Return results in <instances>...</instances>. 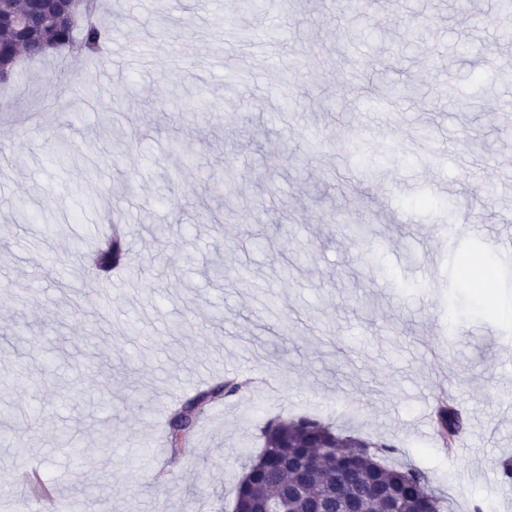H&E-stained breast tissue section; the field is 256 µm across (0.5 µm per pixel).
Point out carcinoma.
Listing matches in <instances>:
<instances>
[{"label":"carcinoma","mask_w":512,"mask_h":512,"mask_svg":"<svg viewBox=\"0 0 512 512\" xmlns=\"http://www.w3.org/2000/svg\"><path fill=\"white\" fill-rule=\"evenodd\" d=\"M110 35L109 26L98 17L97 0H85L81 22H70L57 9L51 10L46 22H33L24 31L0 28L1 81L13 73L19 52L35 58L47 46L69 50L74 57L93 58L99 55ZM126 258L124 246L115 236L94 255L99 271L108 273ZM240 385L225 379L198 393L175 409L169 422V443L174 452L187 449L193 425L184 422L195 416L197 408L219 396L235 393ZM461 412L452 402L440 401L435 415L438 438L451 447L454 437L463 429ZM261 452L253 459L236 490L234 510L252 512L259 502L270 498L283 501L285 512H312L315 500L336 491V484L353 474L349 483L351 494L363 503V512H417L426 502L434 512H445L446 501L430 486L426 471L414 467H395L380 455L395 451V446L375 447L367 439L342 435L330 424L317 418L300 416L291 421L270 420L262 428ZM300 459L307 470L296 475L282 468L288 459Z\"/></svg>","instance_id":"obj_1"}]
</instances>
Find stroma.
I'll return each mask as SVG.
<instances>
[{
	"instance_id": "1",
	"label": "stroma",
	"mask_w": 512,
	"mask_h": 512,
	"mask_svg": "<svg viewBox=\"0 0 512 512\" xmlns=\"http://www.w3.org/2000/svg\"><path fill=\"white\" fill-rule=\"evenodd\" d=\"M110 0L103 57L21 59L0 87V393L18 446L0 445L14 512L97 485L84 512H232L268 420L306 415L394 445L448 512H512V126L479 111L467 72L512 58L498 0ZM399 131L364 104L391 83ZM133 104L113 119L114 99ZM411 223L399 220L400 214ZM120 225L123 264L85 253ZM385 242L382 251L373 242ZM482 250L494 294L460 273ZM188 453L156 450L177 402L218 379ZM450 394L453 449L435 432ZM91 447L82 463L62 428Z\"/></svg>"
}]
</instances>
